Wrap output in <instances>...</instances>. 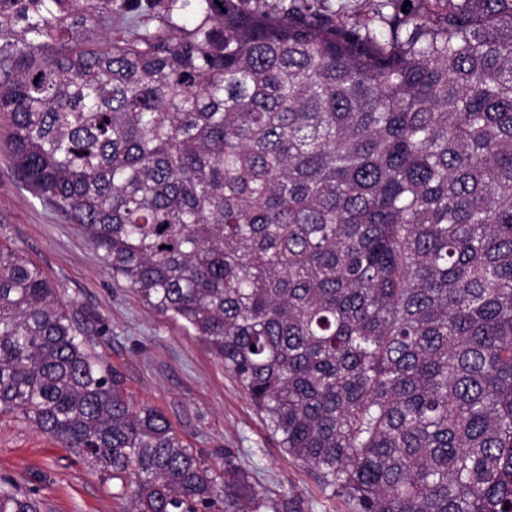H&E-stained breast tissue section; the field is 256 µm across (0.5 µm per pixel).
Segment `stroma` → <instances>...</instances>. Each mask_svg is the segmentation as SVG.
<instances>
[{"instance_id": "stroma-1", "label": "stroma", "mask_w": 512, "mask_h": 512, "mask_svg": "<svg viewBox=\"0 0 512 512\" xmlns=\"http://www.w3.org/2000/svg\"><path fill=\"white\" fill-rule=\"evenodd\" d=\"M1 238L39 266L74 309L100 316L107 331L94 334V351L121 374L131 401L162 410L184 442L215 468H222L229 449L269 504L290 499L302 512H353L345 498L332 496L311 468L280 447L223 362L193 332L113 277L79 225L17 182L3 148ZM1 478L38 499L43 512H127L129 507L74 450L13 413L0 416Z\"/></svg>"}]
</instances>
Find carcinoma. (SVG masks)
<instances>
[{"label":"carcinoma","mask_w":512,"mask_h":512,"mask_svg":"<svg viewBox=\"0 0 512 512\" xmlns=\"http://www.w3.org/2000/svg\"><path fill=\"white\" fill-rule=\"evenodd\" d=\"M2 119L19 181L332 494L512 512V0H0ZM94 323L0 243V414L130 512H262L130 402ZM0 512L40 505L5 480ZM369 1L366 0H325L320 1L322 8L333 12H341L348 15L351 21L358 18H364L368 10Z\"/></svg>","instance_id":"carcinoma-1"}]
</instances>
